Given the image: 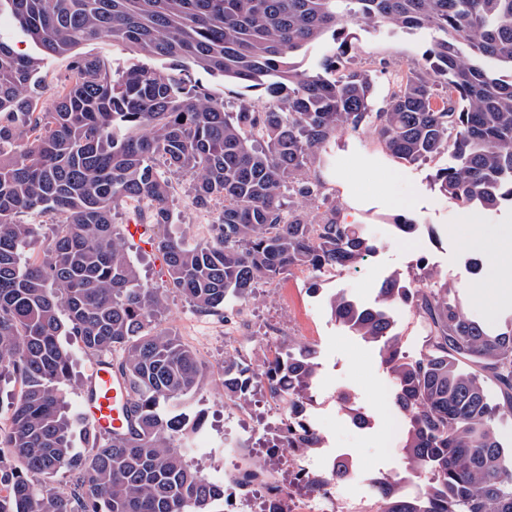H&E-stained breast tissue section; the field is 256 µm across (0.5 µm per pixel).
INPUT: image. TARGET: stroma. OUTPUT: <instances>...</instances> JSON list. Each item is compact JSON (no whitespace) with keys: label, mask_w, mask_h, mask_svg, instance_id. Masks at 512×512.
Masks as SVG:
<instances>
[{"label":"stroma","mask_w":512,"mask_h":512,"mask_svg":"<svg viewBox=\"0 0 512 512\" xmlns=\"http://www.w3.org/2000/svg\"><path fill=\"white\" fill-rule=\"evenodd\" d=\"M358 66L371 69L376 104L384 106L391 93L389 71L424 65L433 35L426 29L407 31L380 25L349 27ZM447 154L409 164L390 156L368 131L345 130L333 135L317 159L313 172L338 206L347 223L359 225L379 241L378 250L355 271L310 273L291 270L257 285L243 311H196L180 293L168 291V326L197 353L207 372L204 387L190 400L192 414L201 418L193 468L219 480L238 476L229 461L226 442L237 443L240 464L249 465L256 439L268 431L271 399L258 389L251 403L239 404L224 396V362L234 359L256 367L267 347L304 345L315 350L317 364L309 410L314 414L325 446L348 460L353 471L367 479L391 481L405 489V476L426 484V472H410L403 454L404 434L392 431L387 417H399L394 405V379L380 357V345L355 336L332 314L330 300L344 293L360 304L375 305L382 284L397 276L408 279L417 265L448 279L466 311L488 324L512 318V207L494 213L474 211L472 223L460 220L457 205L442 196L432 182ZM175 224L148 226L151 235L171 232L191 245L203 243L197 227L217 223L220 205L199 208L191 181H173ZM411 221L404 235L398 223ZM479 235H471V225ZM501 288L502 296L488 303L478 291ZM393 331L403 356L414 359L426 348V336L413 308H391Z\"/></svg>","instance_id":"35a3bbf8"}]
</instances>
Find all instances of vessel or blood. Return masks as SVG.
Returning <instances> with one entry per match:
<instances>
[{
  "label": "vessel or blood",
  "instance_id": "1",
  "mask_svg": "<svg viewBox=\"0 0 512 512\" xmlns=\"http://www.w3.org/2000/svg\"><path fill=\"white\" fill-rule=\"evenodd\" d=\"M80 417L104 435L134 431L136 421L130 413V389L106 360H98L80 402Z\"/></svg>",
  "mask_w": 512,
  "mask_h": 512
}]
</instances>
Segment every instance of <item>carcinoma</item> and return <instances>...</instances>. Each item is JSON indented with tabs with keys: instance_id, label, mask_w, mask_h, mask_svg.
I'll return each instance as SVG.
<instances>
[{
	"instance_id": "obj_1",
	"label": "carcinoma",
	"mask_w": 512,
	"mask_h": 512,
	"mask_svg": "<svg viewBox=\"0 0 512 512\" xmlns=\"http://www.w3.org/2000/svg\"><path fill=\"white\" fill-rule=\"evenodd\" d=\"M5 12L35 52L0 34V375L20 383L0 438L10 459L0 465V512H224V485L186 461L199 429L188 400L203 387V366L161 328L165 295L141 282L112 211L144 201L148 223H173L171 174L191 179L198 206L224 202L209 243L150 240L168 287L213 313L286 270H355L375 252L310 176L340 130L367 129L407 163L449 152L433 182L463 209L512 204V0H0ZM350 25L436 34L426 65L391 71L383 112L371 71L349 67ZM328 32L331 53L314 71L298 69L292 57ZM108 37L172 64L112 70L76 52ZM58 56L70 63L46 103L40 69ZM198 70L261 88L270 104L242 100L227 111ZM27 215L56 227L41 258L24 257L37 233ZM451 292L448 279L423 271L406 284L388 279L376 307L342 293L331 300L344 326L383 343L408 423L406 464L430 474L413 498L382 482L378 512H512V454L497 438L512 416V320L490 329ZM395 305L415 309L426 330L416 359L400 355ZM63 336L93 356L123 352L117 370L137 420L133 433L106 438L83 424L79 455L61 389ZM314 358L290 346L260 373L224 362L232 401L251 402L259 386L288 390L282 413L296 430L277 426L262 447H317L298 422ZM490 383L502 401L489 400ZM61 471L72 475L66 492L52 483Z\"/></svg>"
}]
</instances>
